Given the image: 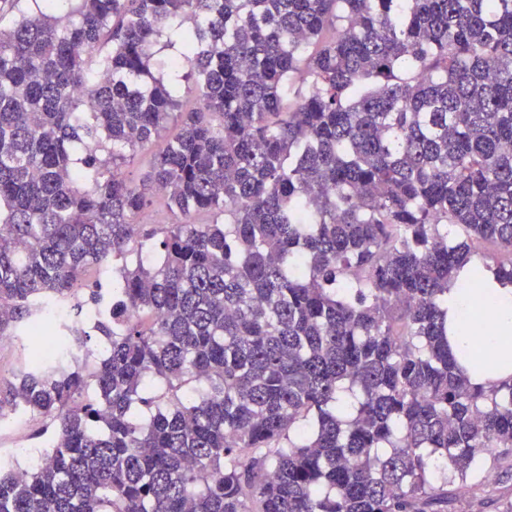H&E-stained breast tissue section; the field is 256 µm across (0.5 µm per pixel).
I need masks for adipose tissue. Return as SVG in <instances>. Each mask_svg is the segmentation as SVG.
<instances>
[{
	"mask_svg": "<svg viewBox=\"0 0 512 512\" xmlns=\"http://www.w3.org/2000/svg\"><path fill=\"white\" fill-rule=\"evenodd\" d=\"M512 341V284L484 272L472 288L448 290V346L454 355L479 347L492 361L489 370L472 375V383L491 386L512 377V363L498 361L503 341Z\"/></svg>",
	"mask_w": 512,
	"mask_h": 512,
	"instance_id": "obj_1",
	"label": "adipose tissue"
}]
</instances>
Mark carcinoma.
Here are the masks:
<instances>
[{"instance_id": "1", "label": "carcinoma", "mask_w": 512, "mask_h": 512, "mask_svg": "<svg viewBox=\"0 0 512 512\" xmlns=\"http://www.w3.org/2000/svg\"><path fill=\"white\" fill-rule=\"evenodd\" d=\"M29 2L0 25V417L60 442L0 463V512H449L512 475V378L448 349L463 267L512 283V0ZM173 28L191 112L150 68ZM133 249L108 302L90 271ZM179 125L170 121L162 131L161 136L149 147L148 150L139 152L126 166L123 167L127 177L135 184L141 185L145 174L150 170L154 157L160 153L167 142L179 133Z\"/></svg>"}]
</instances>
